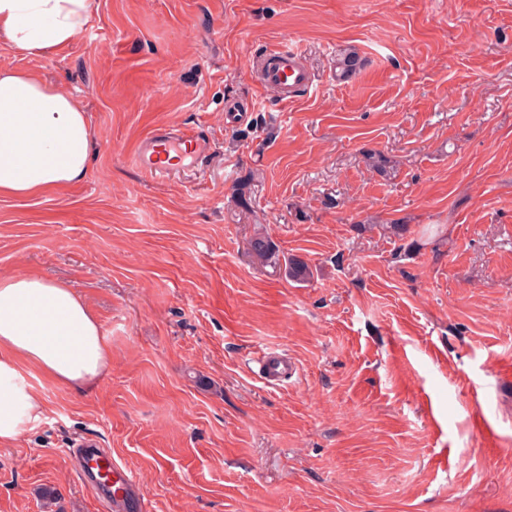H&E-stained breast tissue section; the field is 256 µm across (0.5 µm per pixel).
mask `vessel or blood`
Segmentation results:
<instances>
[{"instance_id":"b4317fda","label":"vessel or blood","mask_w":512,"mask_h":512,"mask_svg":"<svg viewBox=\"0 0 512 512\" xmlns=\"http://www.w3.org/2000/svg\"><path fill=\"white\" fill-rule=\"evenodd\" d=\"M257 82L261 88L274 91L286 106L313 85L301 52L286 44L271 48L258 59ZM210 150L209 141L200 138L196 130L165 128L142 139L133 150L132 160L142 173L153 178L195 169ZM258 364L260 375L270 384L296 371L284 357L263 355ZM73 454L85 483L114 512H141L144 502L134 495L139 481L131 469L90 440L74 449Z\"/></svg>"}]
</instances>
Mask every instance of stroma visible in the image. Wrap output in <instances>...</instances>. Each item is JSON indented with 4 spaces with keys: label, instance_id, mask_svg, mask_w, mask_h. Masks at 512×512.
Returning <instances> with one entry per match:
<instances>
[{
    "label": "stroma",
    "instance_id": "1",
    "mask_svg": "<svg viewBox=\"0 0 512 512\" xmlns=\"http://www.w3.org/2000/svg\"><path fill=\"white\" fill-rule=\"evenodd\" d=\"M89 23L49 56L0 45L93 140L81 182L0 197V275L73 288L112 364L87 392L33 378L0 512L46 489L109 512L69 453L86 438L146 512H512V0H92ZM279 44L313 77L289 106L251 73ZM158 125L212 154L143 176ZM258 231L309 280L256 264ZM264 353L297 373L266 383Z\"/></svg>",
    "mask_w": 512,
    "mask_h": 512
}]
</instances>
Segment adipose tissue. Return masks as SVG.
Wrapping results in <instances>:
<instances>
[{"instance_id":"ef3b65f1","label":"adipose tissue","mask_w":512,"mask_h":512,"mask_svg":"<svg viewBox=\"0 0 512 512\" xmlns=\"http://www.w3.org/2000/svg\"><path fill=\"white\" fill-rule=\"evenodd\" d=\"M91 0H0V43L49 55L70 45ZM91 161L89 117L70 97L20 70L0 71V196L26 199L81 181ZM112 346L72 288L37 275L0 276V445L17 440L41 409L31 371L92 388Z\"/></svg>"}]
</instances>
